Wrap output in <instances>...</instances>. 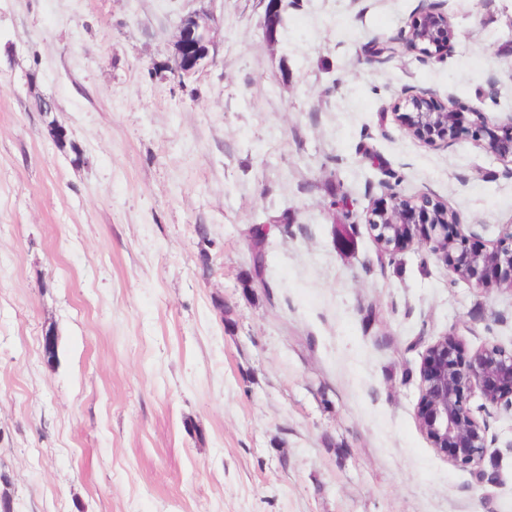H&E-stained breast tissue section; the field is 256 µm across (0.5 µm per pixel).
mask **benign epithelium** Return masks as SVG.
Masks as SVG:
<instances>
[{"mask_svg":"<svg viewBox=\"0 0 512 512\" xmlns=\"http://www.w3.org/2000/svg\"><path fill=\"white\" fill-rule=\"evenodd\" d=\"M455 29L448 15L435 6L421 9L410 21L403 39L385 41L389 50L408 44L422 54L436 55L452 49ZM216 42L213 27L198 13L184 16L174 44L169 69L180 79L188 78L213 62ZM407 114V131L434 146L448 147L471 134L483 148L512 164V115L493 123L486 113L469 110L456 101L439 103L428 92L407 86L392 108ZM381 250L398 254L414 242L443 260L460 278L487 293L505 283L512 285V229L489 246L470 244L456 233L462 224L459 213L427 198L413 203L392 192L366 216ZM421 396L416 418L431 446L461 468L477 469L487 454L486 426L476 417L471 400L481 398L497 404L512 398V351L489 343L467 356L460 339L444 336L428 347L420 367Z\"/></svg>","mask_w":512,"mask_h":512,"instance_id":"7a95c632","label":"benign epithelium"}]
</instances>
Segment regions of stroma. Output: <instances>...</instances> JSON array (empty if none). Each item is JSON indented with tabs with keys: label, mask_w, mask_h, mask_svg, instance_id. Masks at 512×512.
Here are the masks:
<instances>
[{
	"label": "stroma",
	"mask_w": 512,
	"mask_h": 512,
	"mask_svg": "<svg viewBox=\"0 0 512 512\" xmlns=\"http://www.w3.org/2000/svg\"><path fill=\"white\" fill-rule=\"evenodd\" d=\"M430 2L287 0L271 34L267 0H0L11 512H512L511 405L477 414L479 475L416 419L443 335L512 350V290L480 293L419 243L382 255L364 220L391 189L487 243L512 224V167L392 112L409 85L512 114V0H439L446 55L366 54ZM202 8L217 60L180 80L176 24ZM281 214L255 272L251 230Z\"/></svg>",
	"instance_id": "1"
}]
</instances>
